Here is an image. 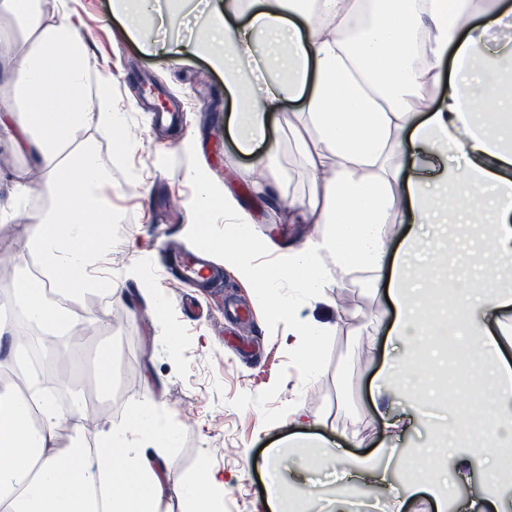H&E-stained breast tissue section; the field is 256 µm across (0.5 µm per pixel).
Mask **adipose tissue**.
<instances>
[{
    "label": "adipose tissue",
    "instance_id": "adipose-tissue-1",
    "mask_svg": "<svg viewBox=\"0 0 512 512\" xmlns=\"http://www.w3.org/2000/svg\"><path fill=\"white\" fill-rule=\"evenodd\" d=\"M164 2L181 19L198 9V0H112L123 33L145 52L161 50L144 30ZM489 2L480 25L473 0H208L205 53L236 104L240 151L253 152L286 101L298 102L303 125L318 133L301 144L312 179L297 204L302 223L316 231L277 264L257 267L273 242L255 235L231 193L193 175L198 206L210 219L200 234L223 225L222 242L238 256L240 276L262 291L286 285L317 292L329 259L340 279L364 268L388 285L397 309L390 336L432 348L461 336L469 355L491 363L493 410L475 429L486 442V469L512 457V363L492 329L512 310V285L490 289L474 278L422 302L406 268L423 249L416 225H435L444 238L449 218L476 215L493 224L479 258L512 272V80L501 76L512 68V46L492 52L485 39L488 27H512V7ZM0 44L10 47L0 55V83L11 98L0 107V132L32 159L54 198L32 215L29 252L49 272L50 286L61 282L79 294L102 284L120 295L122 281L98 271L110 248L112 205L101 190L111 177L88 131L99 124L113 154L127 153L134 144L122 133L123 115L113 110L106 85L90 88L84 40L67 9L50 21L40 0H0ZM441 82L446 88L436 101L421 98L423 85ZM407 148L405 169L395 160ZM453 154L463 156L464 167L449 164ZM396 211L408 213L411 225L399 231L393 250L385 226ZM445 297L465 301L455 318L439 311ZM273 312L303 337L297 354L314 377L326 328L294 304H275ZM20 315L51 337L66 323L48 288L18 277L0 303V340L17 361L26 345L17 332ZM72 387L60 377L30 380L23 393L0 391V512H164L170 468L155 451L170 447L172 434L155 423L158 403L145 402L128 424L102 431L97 449L64 448L54 394ZM132 436L148 454H122ZM184 486L190 512H218L222 474L204 466Z\"/></svg>",
    "mask_w": 512,
    "mask_h": 512
}]
</instances>
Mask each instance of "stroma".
Returning <instances> with one entry per match:
<instances>
[{
    "mask_svg": "<svg viewBox=\"0 0 512 512\" xmlns=\"http://www.w3.org/2000/svg\"><path fill=\"white\" fill-rule=\"evenodd\" d=\"M66 6L82 23L87 67L96 77L110 79L112 106L123 112L124 131L136 146L114 156L99 129L88 131L112 179L106 194L116 221L104 265L126 288L118 300L100 302L92 294L78 298L85 312L78 321L85 345L102 341L95 329L99 316L112 326L115 383L110 395L89 404L80 429H65V440L78 437L94 444L109 426L127 423L147 399L158 401L161 422L174 435L167 456L175 475L166 488L168 512H186L180 481L204 463L224 475L228 492L222 512H260L269 448L284 447L278 466L290 480L303 482L312 473L306 450L287 445L289 436L297 434L338 444L343 458L341 466L320 467L308 512H318L323 497L374 503L380 512H391L392 489L406 483L408 462L424 459L429 462L427 480L452 492L447 512H463L470 501L494 491L512 496L511 480L491 487L477 468L469 480L455 479L457 457L474 450L470 441L449 449L446 438L473 420L475 386L461 360L462 344L436 359L423 350L416 354L427 388L457 391L460 405L454 415L435 404L424 406L409 385L380 392L377 372L383 362L399 363L409 348L387 336L394 309L386 293L374 292L369 274L354 271L341 280L328 275L315 299L288 287L265 294L242 281L233 255L217 248L213 254L224 266V283L197 293L191 305L186 288L174 287L148 265V257L168 242L202 245L197 228L205 217L195 208L196 188L189 178L197 169L236 197L257 236L302 245L313 227L293 223L288 203L307 195L309 168L291 135L275 121L253 154L237 150L228 133L232 104L224 77L210 68L205 54L190 48L173 59L143 53L122 35L111 0H66ZM271 144L277 147L275 156L255 171L254 163ZM259 174L276 180L275 195L254 190ZM15 183L26 191L13 216L0 219V256L12 258L10 265L0 264V290L9 289L23 272L16 260L27 252L29 213L39 186L31 160L0 134V185ZM170 199L179 202L178 216L156 223V212ZM451 223L454 244H433L430 266L414 262L419 286L474 276L469 219L457 216ZM158 293L167 305L162 320L155 310ZM290 300L298 303L303 317L328 330L311 381L297 365L292 325L287 317L269 312ZM230 302L251 308L252 317L225 321ZM297 404L306 413L303 428L288 416L289 407ZM384 409L413 418V426L400 437L383 436ZM387 448L399 450L402 465L387 483L366 478V471L384 467Z\"/></svg>",
    "mask_w": 512,
    "mask_h": 512,
    "instance_id": "obj_1",
    "label": "stroma"
}]
</instances>
